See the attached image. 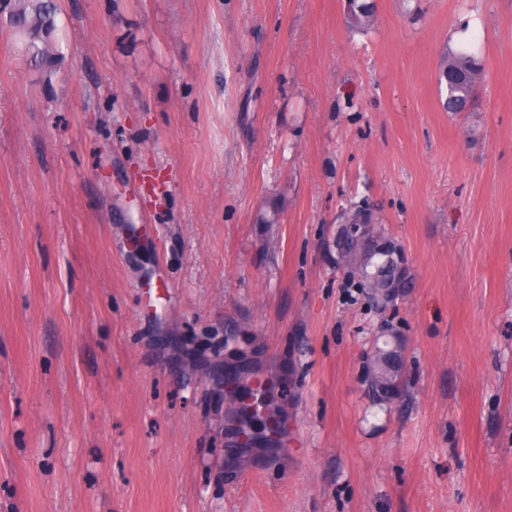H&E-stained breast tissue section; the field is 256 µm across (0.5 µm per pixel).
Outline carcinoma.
<instances>
[{"mask_svg": "<svg viewBox=\"0 0 512 512\" xmlns=\"http://www.w3.org/2000/svg\"><path fill=\"white\" fill-rule=\"evenodd\" d=\"M58 9L55 0H12L9 29L17 36L30 65L48 74L59 62L61 37L57 24ZM374 0H347L346 26L365 30L374 22ZM482 67L471 54L449 53L440 63L438 84L445 86L444 108L449 112H467L471 106L473 86L480 79ZM347 224H368L365 234L351 237L341 234L337 248L340 260L369 306L383 313L395 298L394 289L402 286L401 259L395 247L389 244L382 225L365 206L345 213ZM373 405L391 407L390 400L402 396L400 383H388L378 390L368 386ZM247 403L240 407L236 433L256 438L252 432L255 414L265 410L266 422L279 417L272 403H260L253 393L246 394Z\"/></svg>", "mask_w": 512, "mask_h": 512, "instance_id": "1", "label": "carcinoma"}]
</instances>
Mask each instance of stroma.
I'll return each mask as SVG.
<instances>
[{"instance_id": "obj_1", "label": "stroma", "mask_w": 512, "mask_h": 512, "mask_svg": "<svg viewBox=\"0 0 512 512\" xmlns=\"http://www.w3.org/2000/svg\"><path fill=\"white\" fill-rule=\"evenodd\" d=\"M346 3L57 0L47 79L0 26V512H512V0ZM362 203L402 255L389 412ZM226 364L282 377L283 447L229 463ZM375 3L373 0H347L345 23L348 28L365 30L374 22ZM482 67L471 54L448 53L440 63L438 84L445 86L443 102L448 112H467L471 106L473 86L480 79ZM368 373H369V365H366V376H367V381L369 382L368 392L371 397V401H372L373 405L378 406L383 409H386V410L388 408L391 409V405L396 400H394V401H390V400H392L396 396H398V398H400L402 396V390L400 387V377L397 379L395 384L393 383L395 378H391L388 384H384L381 389V394H382L381 395L380 392L370 384V381L368 380ZM387 400H389L390 402H385Z\"/></svg>"}]
</instances>
